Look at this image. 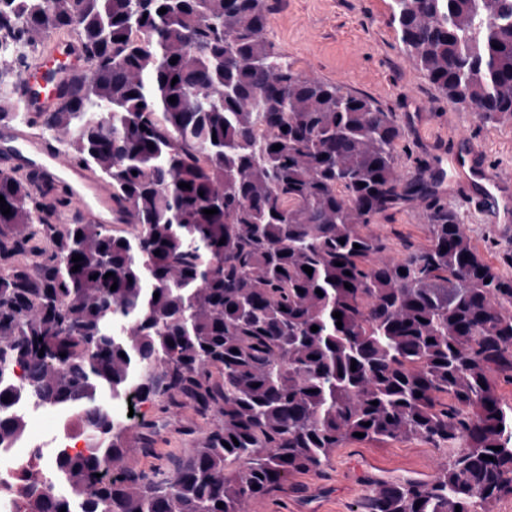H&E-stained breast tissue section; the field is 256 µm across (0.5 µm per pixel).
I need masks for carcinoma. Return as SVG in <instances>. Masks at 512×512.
Returning a JSON list of instances; mask_svg holds the SVG:
<instances>
[{
  "mask_svg": "<svg viewBox=\"0 0 512 512\" xmlns=\"http://www.w3.org/2000/svg\"><path fill=\"white\" fill-rule=\"evenodd\" d=\"M392 11L449 102L512 120V0ZM267 20V0H0V122L16 117L15 72L78 37L87 82L32 125L137 225L60 224L61 194L0 171V447L23 435L7 409L25 399L78 409L84 440L0 478L10 512H247L350 442L409 439L444 464L369 481L358 512H491L512 494L497 393L512 381V275L438 200L441 165L399 172L395 114L296 69ZM410 201L428 203L429 242L386 258L369 225ZM104 392L161 415L117 418ZM184 408L208 421L199 446L159 452L164 415Z\"/></svg>",
  "mask_w": 512,
  "mask_h": 512,
  "instance_id": "carcinoma-1",
  "label": "carcinoma"
}]
</instances>
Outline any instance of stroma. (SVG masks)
<instances>
[{
  "mask_svg": "<svg viewBox=\"0 0 512 512\" xmlns=\"http://www.w3.org/2000/svg\"><path fill=\"white\" fill-rule=\"evenodd\" d=\"M267 36L296 68L370 97L395 113L406 147L402 173L420 160L447 163L467 141L482 151L488 169L512 175V121L486 124L449 103L413 68L392 19L391 0H269ZM470 187L459 176L444 183L441 202L456 211L485 260L512 274V223L482 216L467 202ZM426 206L416 202L375 218L371 231L390 256L427 244ZM161 447L192 448L206 424L192 411L174 410ZM441 460L419 439L375 447L353 442L338 449L324 473L299 474L273 495L249 504L248 512H357L371 478L430 479Z\"/></svg>",
  "mask_w": 512,
  "mask_h": 512,
  "instance_id": "obj_1",
  "label": "stroma"
}]
</instances>
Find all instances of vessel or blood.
Listing matches in <instances>:
<instances>
[{"mask_svg":"<svg viewBox=\"0 0 512 512\" xmlns=\"http://www.w3.org/2000/svg\"><path fill=\"white\" fill-rule=\"evenodd\" d=\"M88 77L81 44L74 39L53 41L47 55L23 73L14 89L17 109L25 119L0 126V161L26 173L35 188H67L72 205L60 209L59 223L110 225L121 218L111 189L64 158L52 139L31 134L27 122L36 113L56 110ZM480 156L476 148L458 150L450 157L451 166L472 186L474 206L496 216L512 213V183L490 173Z\"/></svg>","mask_w":512,"mask_h":512,"instance_id":"vessel-or-blood-1","label":"vessel or blood"}]
</instances>
